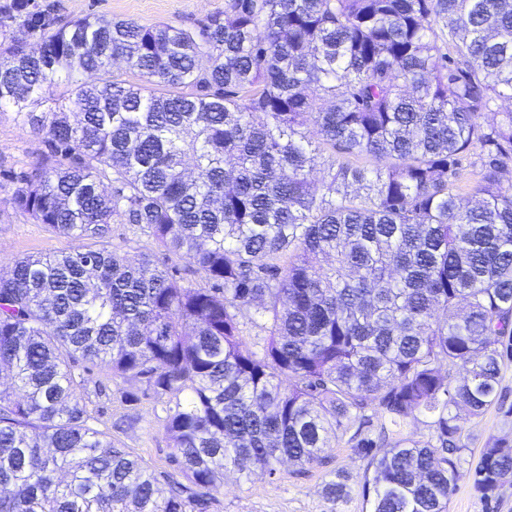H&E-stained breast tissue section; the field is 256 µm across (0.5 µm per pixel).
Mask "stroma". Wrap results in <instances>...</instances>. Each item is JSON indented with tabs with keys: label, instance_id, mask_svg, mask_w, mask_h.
Instances as JSON below:
<instances>
[{
	"label": "stroma",
	"instance_id": "1",
	"mask_svg": "<svg viewBox=\"0 0 512 512\" xmlns=\"http://www.w3.org/2000/svg\"><path fill=\"white\" fill-rule=\"evenodd\" d=\"M49 9L57 21H75L90 15L129 19L144 25L168 22L193 25L223 13L224 0H34ZM44 145L30 129L20 126L11 112L0 114V174L31 168L40 158ZM13 191L10 182L0 177V269H6L17 256L52 254L72 249L71 238L58 235L43 225L32 223L9 203ZM500 401L477 417H464L462 450L457 455L460 473L448 501L447 512H512V481L504 483L484 499L472 483V474L485 449L500 440L512 441V363L502 370ZM96 418L97 429L109 428L113 418L134 415L132 427L113 433L114 442L142 457L155 469L165 467L168 438L164 429V405L151 398L130 404L92 398L88 404ZM321 465L305 468L287 464L273 481L253 482L239 479L234 472L224 475V488L216 493L210 512H368L362 494L366 462L349 439L332 442ZM344 477L349 494L343 502L331 505L324 485L335 477Z\"/></svg>",
	"mask_w": 512,
	"mask_h": 512
}]
</instances>
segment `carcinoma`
I'll use <instances>...</instances> for the list:
<instances>
[{"label":"carcinoma","mask_w":512,"mask_h":512,"mask_svg":"<svg viewBox=\"0 0 512 512\" xmlns=\"http://www.w3.org/2000/svg\"><path fill=\"white\" fill-rule=\"evenodd\" d=\"M12 26L0 112L47 152L10 204L77 245L0 271V512H208L225 472L320 465L370 411L394 431L352 436L369 512H447L460 410L512 360V0H225L192 27L12 0ZM98 365L165 401L169 470L93 427ZM511 478L502 440L473 484ZM112 238L115 244H127L129 246H140L151 248L152 244L149 238L128 224L112 225Z\"/></svg>","instance_id":"carcinoma-1"}]
</instances>
